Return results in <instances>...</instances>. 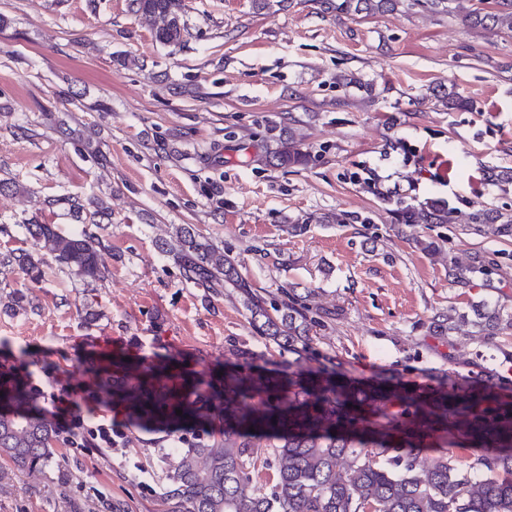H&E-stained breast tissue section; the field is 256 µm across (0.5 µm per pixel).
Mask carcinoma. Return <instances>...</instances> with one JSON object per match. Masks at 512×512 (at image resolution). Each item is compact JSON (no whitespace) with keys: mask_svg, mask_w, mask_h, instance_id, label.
<instances>
[{"mask_svg":"<svg viewBox=\"0 0 512 512\" xmlns=\"http://www.w3.org/2000/svg\"><path fill=\"white\" fill-rule=\"evenodd\" d=\"M408 2L449 12L452 0H322L348 16L393 12ZM130 9L158 20L155 40L177 47L187 32L185 0H130ZM473 28L512 32V0L475 8ZM265 159L302 165L307 155L293 139L279 141ZM80 219L112 223V211L95 195L60 194L46 200ZM428 224H448V206L420 207ZM471 224H496L512 236V215L478 209ZM26 234L61 270L91 286L102 278V238L66 233L56 224L30 220ZM158 249L186 279L219 294L237 290L254 330L282 353L300 354L312 342L318 311L294 289L271 303L255 293L237 264L190 224L172 227ZM44 277L43 258L32 252H0V269ZM474 323L483 340L512 332V312L495 307ZM466 314L450 307L434 316L433 331L449 336ZM236 365L183 371L166 358H93L85 368L82 396H99L141 429L189 432L193 440L173 449L177 463L159 496L163 512H512V395L490 383L471 385L448 374L431 383H362L348 379L330 359L317 366L298 357L276 371L261 355L235 347ZM29 382L0 364V460L33 473L65 458L67 440L38 405ZM182 414H176V410ZM276 472L268 488L252 484L258 461Z\"/></svg>","mask_w":512,"mask_h":512,"instance_id":"cac0c4a2","label":"carcinoma"}]
</instances>
